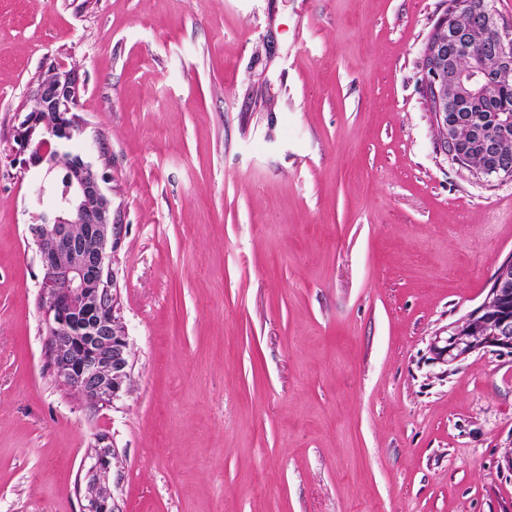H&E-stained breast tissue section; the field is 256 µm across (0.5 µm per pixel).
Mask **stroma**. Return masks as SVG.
<instances>
[{"label": "stroma", "mask_w": 512, "mask_h": 512, "mask_svg": "<svg viewBox=\"0 0 512 512\" xmlns=\"http://www.w3.org/2000/svg\"><path fill=\"white\" fill-rule=\"evenodd\" d=\"M448 0H0V512H512V357L434 337L512 256V178L439 150L422 50ZM73 71L111 163L125 393L49 364L14 161ZM116 458L112 445L99 437L93 463L87 472L85 512H112V497L107 485L112 460Z\"/></svg>", "instance_id": "obj_1"}]
</instances>
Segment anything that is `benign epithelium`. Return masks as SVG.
Returning a JSON list of instances; mask_svg holds the SVG:
<instances>
[{"instance_id":"obj_1","label":"benign epithelium","mask_w":512,"mask_h":512,"mask_svg":"<svg viewBox=\"0 0 512 512\" xmlns=\"http://www.w3.org/2000/svg\"><path fill=\"white\" fill-rule=\"evenodd\" d=\"M471 18L456 25L452 12ZM481 47L478 63L459 69L471 45ZM512 79V33L497 17L493 0H455L428 37L422 52L427 100H436L435 127L441 129L443 153L467 166L468 156L448 151L472 137L461 110L470 100L490 96ZM79 88L71 71L53 69L37 85L33 105L20 122L16 142L23 168L44 167L35 193L42 205L33 227L41 262L39 306L48 333L55 376L92 404L120 396L129 379V349L120 318L119 284L114 262L121 246V213L108 195L112 181L105 151L97 158L75 157L71 142L83 132L78 115ZM483 166L478 175L512 177V157L495 138L481 139ZM430 351L436 362L452 366L480 352L512 356V257L490 280L484 301L437 336ZM115 453L98 439L87 472L85 512H113L107 485Z\"/></svg>"}]
</instances>
